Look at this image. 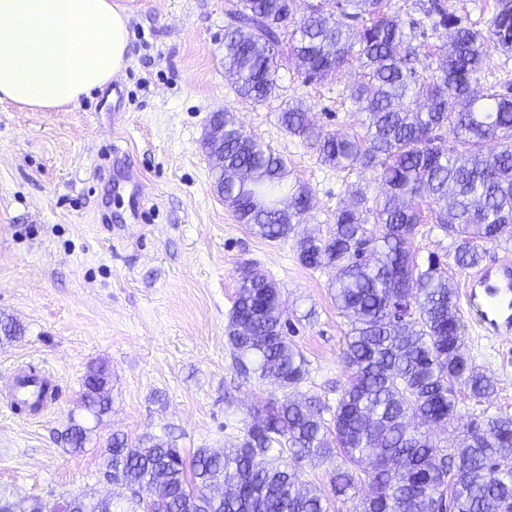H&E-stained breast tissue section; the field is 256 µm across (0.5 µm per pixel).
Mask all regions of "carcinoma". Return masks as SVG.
<instances>
[{"mask_svg":"<svg viewBox=\"0 0 512 512\" xmlns=\"http://www.w3.org/2000/svg\"><path fill=\"white\" fill-rule=\"evenodd\" d=\"M325 2L313 0L296 21L289 0H226L224 70L240 98L259 103L278 89L284 59L316 82L358 69L348 88L357 115L351 130L313 134L298 103L278 121L324 164L370 171L386 192L370 206L355 189L325 236L299 230L311 189L283 157L244 135L228 111L214 183L254 234L270 241L293 234L303 265L335 270L333 298L351 319L348 382L333 411L314 396L292 397L308 369L288 340L281 290L265 274L245 271L227 340L239 373L271 381L282 396L254 410L244 437L219 452L199 448L187 458L169 439L152 436L132 448L112 434L104 477L130 493L129 512H182L185 502L191 512H330L299 469L337 459L334 494L367 484L363 512H512V414L485 416L452 448L433 439L436 428L459 429L460 397L481 402L497 382L468 350L448 270L434 259L421 267L412 251L425 211L451 239L457 266L480 264L486 244L512 241V89H471L491 49L512 51V0H495L483 29L462 22L449 0H416L432 30H453L430 78L414 65L422 45L386 0H336L343 22ZM444 129L453 134L448 146L440 144ZM22 335L13 317L0 316V344ZM111 378L102 363L84 378L79 407L98 420L112 411ZM90 433L73 421L61 438L77 452ZM85 499L89 512H114L110 493ZM1 500L16 512H46L34 496Z\"/></svg>","mask_w":512,"mask_h":512,"instance_id":"cac0c4a2","label":"carcinoma"}]
</instances>
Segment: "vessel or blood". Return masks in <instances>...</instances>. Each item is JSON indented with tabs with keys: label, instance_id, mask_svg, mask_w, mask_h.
Returning a JSON list of instances; mask_svg holds the SVG:
<instances>
[{
	"label": "vessel or blood",
	"instance_id": "vessel-or-blood-1",
	"mask_svg": "<svg viewBox=\"0 0 512 512\" xmlns=\"http://www.w3.org/2000/svg\"><path fill=\"white\" fill-rule=\"evenodd\" d=\"M459 298L474 314L478 332L488 339L512 336V261L478 270L466 278Z\"/></svg>",
	"mask_w": 512,
	"mask_h": 512
}]
</instances>
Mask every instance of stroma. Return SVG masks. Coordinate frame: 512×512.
Here are the masks:
<instances>
[{
	"mask_svg": "<svg viewBox=\"0 0 512 512\" xmlns=\"http://www.w3.org/2000/svg\"><path fill=\"white\" fill-rule=\"evenodd\" d=\"M129 16L121 95L103 89L74 107L32 112L0 103V313L23 336L0 344V391L14 367L47 371L53 401L36 415L0 405V490L54 505L74 491L101 488L102 450H67L60 434L76 421L96 437L137 443L174 440L185 454L240 440L252 407L280 397L270 382L243 381L225 335L238 280L261 270L288 307V337L305 356L302 393L335 404L348 379L341 354L348 319L336 308L329 269L298 259L295 239L268 241L239 223L216 193L203 147L213 113L233 112L244 133L285 157L312 192L307 230L327 233L356 188L375 198L371 173L323 164L278 121L287 104L308 107L313 132L354 120L347 88L357 69L321 83L281 68L279 88L255 103L238 97L224 72L225 0H118ZM415 20L425 44L416 67L439 66L438 33L415 0H388ZM449 241L434 226L412 243L420 265L448 264L454 285L470 275L449 262ZM475 361L498 382L480 403L465 402L466 422L512 414V339L489 341L467 327ZM112 371V410L94 420L77 406L90 365ZM329 464H306V487L334 498L336 512H361L369 486L334 497Z\"/></svg>",
	"mask_w": 512,
	"mask_h": 512,
	"instance_id": "35a3bbf8",
	"label": "stroma"
}]
</instances>
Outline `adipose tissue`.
Segmentation results:
<instances>
[{
  "instance_id": "ef3b65f1",
  "label": "adipose tissue",
  "mask_w": 512,
  "mask_h": 512,
  "mask_svg": "<svg viewBox=\"0 0 512 512\" xmlns=\"http://www.w3.org/2000/svg\"><path fill=\"white\" fill-rule=\"evenodd\" d=\"M127 49L116 0H0V102L77 104L123 70Z\"/></svg>"
}]
</instances>
